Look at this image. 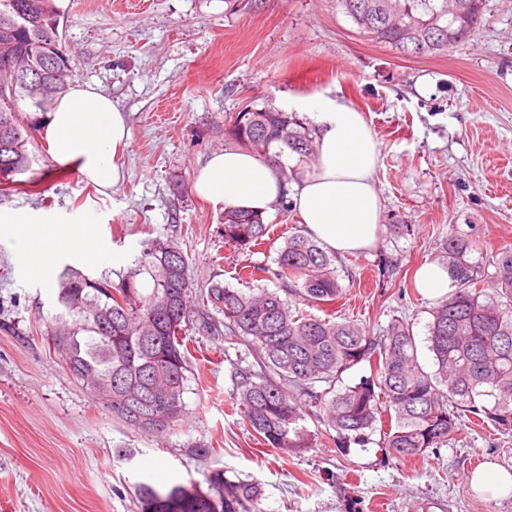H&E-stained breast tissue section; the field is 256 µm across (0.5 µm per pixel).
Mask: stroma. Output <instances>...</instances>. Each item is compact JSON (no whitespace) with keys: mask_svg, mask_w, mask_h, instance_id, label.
<instances>
[{"mask_svg":"<svg viewBox=\"0 0 512 512\" xmlns=\"http://www.w3.org/2000/svg\"><path fill=\"white\" fill-rule=\"evenodd\" d=\"M59 33L72 51L70 83H92L127 116L126 176L99 192L78 170L56 167L47 115L28 111L40 161L28 181L0 188V211L95 220L100 264L56 254L120 283L146 241L176 243L194 290L233 283L246 259L272 263L297 212L265 216L272 239L245 257L224 242V212L194 191L198 166L231 141L228 113L244 105L287 110L320 95L361 112L381 144L373 178L383 200L369 250L338 256L349 271L331 304L337 319L382 334L392 317L414 324L418 358L432 367L427 325L435 300L415 289L451 229L471 235L486 272L512 251V0H486L487 23L436 56H404L359 34L336 0H66ZM409 224L395 238L388 225ZM401 268L385 278L381 258ZM56 286L31 278L21 243L0 224V512H141L138 486L207 490L214 470L255 480L253 512H512V494H478L467 474L486 463L512 470V436L465 425L447 444L410 460L381 451L379 435L339 448L323 425L297 453L251 435L227 400L240 345L199 338L187 412L163 437L116 423L48 347ZM215 449L204 459L195 446Z\"/></svg>","mask_w":512,"mask_h":512,"instance_id":"1","label":"stroma"}]
</instances>
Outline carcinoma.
<instances>
[{"mask_svg": "<svg viewBox=\"0 0 512 512\" xmlns=\"http://www.w3.org/2000/svg\"><path fill=\"white\" fill-rule=\"evenodd\" d=\"M357 31L401 53L435 55L467 41L485 22L474 0H337ZM54 0H0V181L32 170L34 137L21 102L49 111L64 91L70 53L58 31ZM224 134L262 157L276 147L302 163L317 156L313 127L294 112L245 106L224 120ZM259 212L224 209V242L251 254L270 237ZM468 235L453 232L438 264L454 286L431 310L428 349L435 370L418 360L413 323L390 321L371 336L352 321L300 308H321L343 295L336 255L303 234L284 238L274 264L249 261L235 288L216 282L191 304L187 258L171 241L149 240L134 271L117 285L67 267L50 315L48 344L80 383L112 379L113 419L162 436L185 414L191 331L246 347L253 361L233 368L228 405L270 448L303 452L301 422L326 426L336 447H364L375 432L397 458L412 459L446 443L476 418L512 433V251L496 260L488 281ZM271 281L276 289L250 288ZM367 362L373 373L354 386L342 375ZM260 489L213 471L207 492L175 486L163 494L139 485L142 512H251Z\"/></svg>", "mask_w": 512, "mask_h": 512, "instance_id": "1", "label": "carcinoma"}]
</instances>
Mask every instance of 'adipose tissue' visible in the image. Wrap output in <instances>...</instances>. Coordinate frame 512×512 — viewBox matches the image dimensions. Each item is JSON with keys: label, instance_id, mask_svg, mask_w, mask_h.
<instances>
[{"label": "adipose tissue", "instance_id": "1", "mask_svg": "<svg viewBox=\"0 0 512 512\" xmlns=\"http://www.w3.org/2000/svg\"><path fill=\"white\" fill-rule=\"evenodd\" d=\"M315 129L317 161L299 182L285 184L276 162L227 147L198 168L195 192L219 208L269 212L281 193H289L303 231L336 254L371 248L381 227L382 200L373 180L380 144L362 113L338 101L312 97L300 105ZM45 138L54 164L78 169L98 189L123 179L118 154L130 138L126 116L109 96L89 84L70 86L48 115ZM24 245L29 273L49 279L51 257L71 252L102 260L92 218L63 223L46 216H0Z\"/></svg>", "mask_w": 512, "mask_h": 512}]
</instances>
